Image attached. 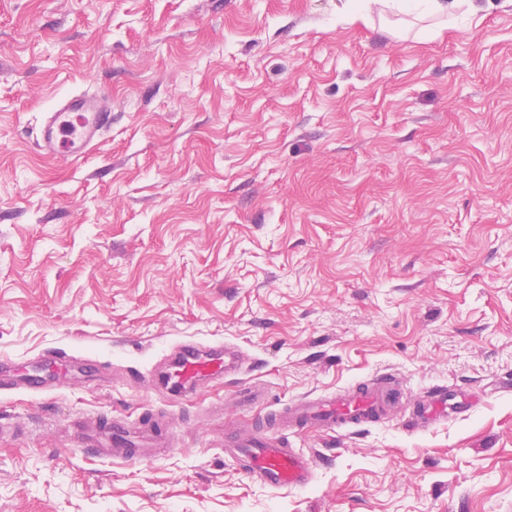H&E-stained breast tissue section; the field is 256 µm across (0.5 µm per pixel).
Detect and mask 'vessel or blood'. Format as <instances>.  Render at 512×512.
<instances>
[{
	"label": "vessel or blood",
	"mask_w": 512,
	"mask_h": 512,
	"mask_svg": "<svg viewBox=\"0 0 512 512\" xmlns=\"http://www.w3.org/2000/svg\"><path fill=\"white\" fill-rule=\"evenodd\" d=\"M111 124L109 96L97 91L71 94L57 100L44 114L37 143L44 155L73 161L88 156ZM46 363L50 367L46 373L20 368L4 371L0 374V390L48 391L59 386V373L78 376L83 370L82 364L69 355H50ZM243 365V358L234 348L221 343L203 347L185 341L173 351L160 379L165 388L180 394L193 393L204 384L239 375ZM400 403V387L380 375L346 391L303 400L277 412L271 430L228 434L224 453L243 476L270 490H303L314 480L316 460L292 446L290 432L321 428L344 431L376 424ZM474 404V395H464L453 402L446 390L434 389L424 400L408 404L409 423L412 428H423L449 414L467 412ZM74 441L77 447L94 449L97 455L118 463L162 455L176 445L174 437L163 431L158 419L150 414L142 416L135 426L115 419L92 432L76 430Z\"/></svg>",
	"instance_id": "obj_1"
}]
</instances>
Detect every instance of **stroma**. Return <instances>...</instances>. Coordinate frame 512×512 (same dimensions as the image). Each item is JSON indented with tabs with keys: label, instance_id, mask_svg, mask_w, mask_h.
Here are the masks:
<instances>
[{
	"label": "stroma",
	"instance_id": "35a3bbf8",
	"mask_svg": "<svg viewBox=\"0 0 512 512\" xmlns=\"http://www.w3.org/2000/svg\"><path fill=\"white\" fill-rule=\"evenodd\" d=\"M476 2L0 0V358L91 376L0 393V512H512V5ZM86 89L111 128L45 157L43 112ZM185 340L239 347L263 401L133 381ZM383 372L482 401L291 435L326 459L303 491L225 457L226 429ZM145 410L172 451L73 442Z\"/></svg>",
	"mask_w": 512,
	"mask_h": 512
}]
</instances>
